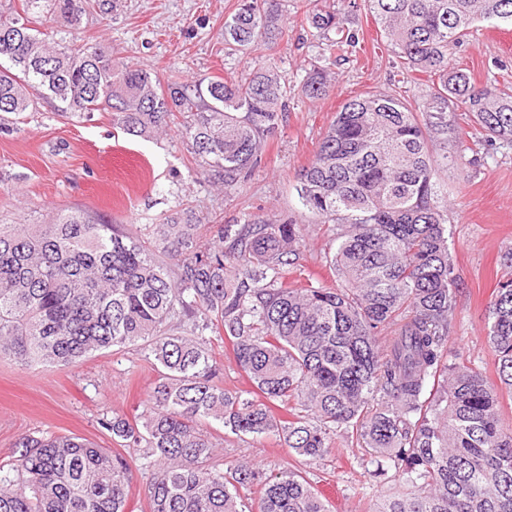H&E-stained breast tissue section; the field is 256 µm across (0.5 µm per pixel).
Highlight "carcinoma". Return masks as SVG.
<instances>
[{"label": "carcinoma", "instance_id": "obj_1", "mask_svg": "<svg viewBox=\"0 0 512 512\" xmlns=\"http://www.w3.org/2000/svg\"><path fill=\"white\" fill-rule=\"evenodd\" d=\"M408 72L436 79L425 102L368 93L347 101L299 173L300 203L328 225L338 288L288 281L303 246L291 215L245 214L204 245V218L184 208L138 234L64 210L49 224H0V359L69 365L109 348L145 345L158 379L141 421H100L112 441L152 459L150 512H328L299 471L264 475L242 462L224 470L201 428L256 439L276 436L306 461L322 458L338 432L398 480L372 512H512V276L487 314L499 385L448 349L460 277L449 247L436 175L455 163L429 151L469 114L484 142L512 144V92L478 85L448 67V47L481 21L512 25V0H368ZM116 0H21L0 11V112L20 114L34 94L75 118L106 109L125 133L152 138L181 126L202 174L231 191L266 139L286 121L296 92L276 66L245 81L185 82L128 65L75 38L59 46L30 16L74 31ZM324 64L301 86L319 99L336 52L356 43L336 10L306 12ZM280 0H241L224 21V48L284 36ZM390 332L388 345L379 335ZM224 334L253 397L218 380L206 345ZM292 405L294 419L272 403ZM0 463V512H127V458L86 438L28 436ZM260 483L247 505L239 488Z\"/></svg>", "mask_w": 512, "mask_h": 512}]
</instances>
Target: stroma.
<instances>
[{
  "mask_svg": "<svg viewBox=\"0 0 512 512\" xmlns=\"http://www.w3.org/2000/svg\"><path fill=\"white\" fill-rule=\"evenodd\" d=\"M238 0H118L112 16L93 13L81 36L107 45L114 58L194 81L232 76L242 80L254 68L273 63L292 84H300L319 58L307 35L298 0H281L288 39L258 44L246 52H224V20ZM310 7L336 6L345 26L359 39L336 59L327 96H295L283 126L264 143L251 175L225 193L208 179L190 154L178 128L154 139L134 138L112 124L108 112L76 119L57 103L41 100L35 109L13 116V128L0 131V224H46L60 210L79 208L132 231L160 223L190 207L205 217L202 240L209 243L219 225L245 212L295 216L306 225L300 284L340 285L325 255L331 242L326 225L311 223L297 195L299 171L309 165L341 106L370 91L411 102L426 98L432 84L423 73L401 74L381 24L364 0H310ZM450 66L467 69L478 84L512 86V26L478 23L469 38L451 46ZM462 140L431 138L433 154L457 153L454 166L440 169L437 194L448 208L450 248L460 275L459 310L448 340L490 381H497L487 342V313L504 275L501 258L512 250V145L484 147L467 113L455 115ZM479 165H470L473 155ZM158 374L137 349L104 350L70 366H25L0 360V461L11 458L25 436L76 435L116 450L99 425L116 412L138 420L148 406ZM225 466L246 460L266 474L304 467L306 477L330 512H372L385 485L370 476L371 465L355 440L336 437L321 459L300 465L275 438L252 440L207 424Z\"/></svg>",
  "mask_w": 512,
  "mask_h": 512,
  "instance_id": "35a3bbf8",
  "label": "stroma"
}]
</instances>
